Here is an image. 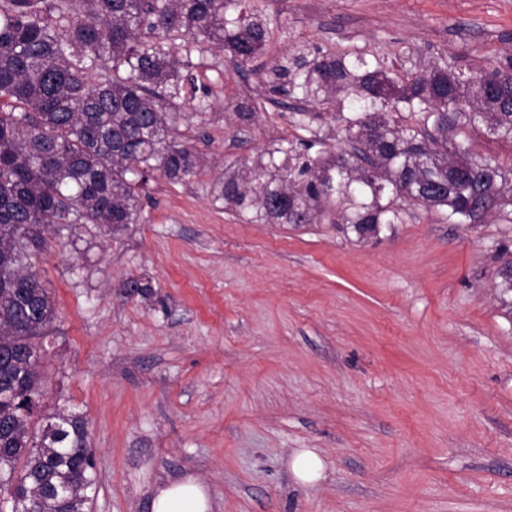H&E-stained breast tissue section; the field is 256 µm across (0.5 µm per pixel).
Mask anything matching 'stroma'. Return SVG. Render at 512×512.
Here are the masks:
<instances>
[{
	"instance_id": "stroma-1",
	"label": "stroma",
	"mask_w": 512,
	"mask_h": 512,
	"mask_svg": "<svg viewBox=\"0 0 512 512\" xmlns=\"http://www.w3.org/2000/svg\"><path fill=\"white\" fill-rule=\"evenodd\" d=\"M258 4L278 25L251 64L191 56L213 100L179 127L197 175L155 176L125 228L50 237L40 412L85 414L91 512H151L188 476L212 512H512V308L495 286L512 225L419 208L361 242L328 221L249 224L212 195L229 165L305 137L265 88L291 44L483 64L512 54V0ZM131 276L150 298L123 292ZM301 448L324 461L316 483L289 468Z\"/></svg>"
}]
</instances>
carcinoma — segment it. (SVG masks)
Masks as SVG:
<instances>
[{
	"label": "carcinoma",
	"mask_w": 512,
	"mask_h": 512,
	"mask_svg": "<svg viewBox=\"0 0 512 512\" xmlns=\"http://www.w3.org/2000/svg\"><path fill=\"white\" fill-rule=\"evenodd\" d=\"M243 0H0V504L8 512H89L94 451L84 415L44 396V339L57 317L36 271L48 241L79 224L118 230L137 219L159 173L192 177L199 155L174 134L183 110L208 106L179 52L215 45L238 66L264 53L274 20ZM411 51L324 53L299 45L268 73L291 118L311 130L334 111L350 150L282 141L228 169L212 193L251 224L328 216L379 236L410 209L455 224H512V168L471 148L467 131L512 142V56L464 72ZM497 287L512 293V252L497 249ZM128 295L152 287L130 277Z\"/></svg>",
	"instance_id": "1"
}]
</instances>
